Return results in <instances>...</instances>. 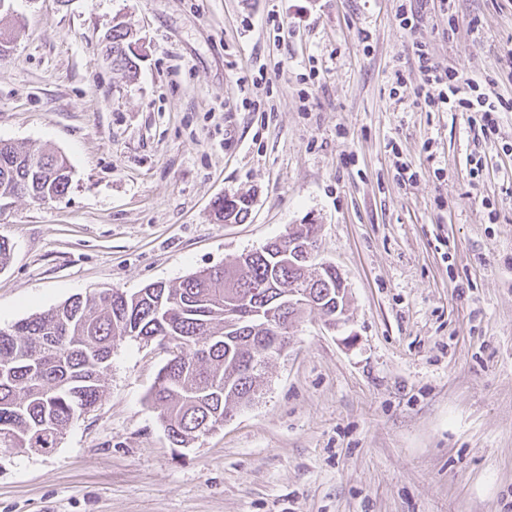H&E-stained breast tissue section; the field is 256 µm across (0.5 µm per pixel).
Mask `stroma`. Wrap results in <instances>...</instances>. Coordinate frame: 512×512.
<instances>
[{"label": "stroma", "mask_w": 512, "mask_h": 512, "mask_svg": "<svg viewBox=\"0 0 512 512\" xmlns=\"http://www.w3.org/2000/svg\"><path fill=\"white\" fill-rule=\"evenodd\" d=\"M400 2L10 0L0 141L64 155L72 180L0 201V329L307 222L348 304L338 327L294 322L257 398L186 448L149 398L167 350L118 341L56 448L0 449V512H512V112L478 147L468 113L413 94L420 44L512 98V0H454L412 31ZM119 23L131 74L107 58ZM233 194L246 221H218ZM252 200L247 195L224 196L215 202V215L226 224H240L249 214Z\"/></svg>", "instance_id": "1"}]
</instances>
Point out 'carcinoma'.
<instances>
[{
  "mask_svg": "<svg viewBox=\"0 0 512 512\" xmlns=\"http://www.w3.org/2000/svg\"><path fill=\"white\" fill-rule=\"evenodd\" d=\"M112 67H136L122 25L112 29ZM70 183L63 156L0 142V200L52 201ZM251 204L247 195H226L215 202V215L241 224ZM286 245L287 237L276 239L175 285L75 296L0 330V448L56 447L74 420L101 399L114 344L126 337L183 341L151 393L173 445L190 446L198 438L193 430L205 422L224 425V416L255 394L260 372H248L252 359L279 338L256 313L281 307L293 284L311 276L281 257ZM320 282L321 306L308 310L323 316L345 308L347 294L336 295L334 266L322 269ZM239 296L248 302L227 310Z\"/></svg>",
  "mask_w": 512,
  "mask_h": 512,
  "instance_id": "obj_1",
  "label": "carcinoma"
}]
</instances>
